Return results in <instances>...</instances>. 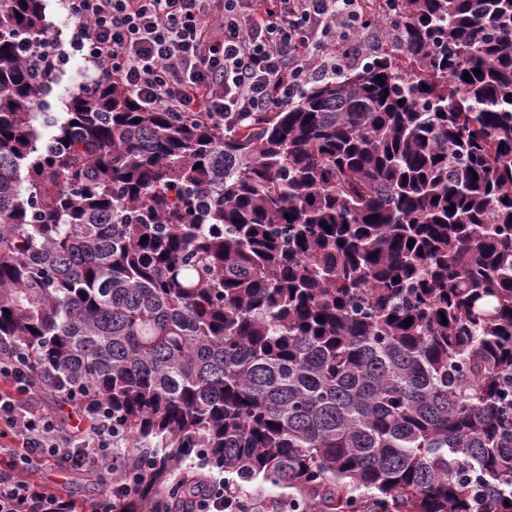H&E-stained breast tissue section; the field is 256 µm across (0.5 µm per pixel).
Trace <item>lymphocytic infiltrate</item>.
Masks as SVG:
<instances>
[{
  "label": "lymphocytic infiltrate",
  "mask_w": 512,
  "mask_h": 512,
  "mask_svg": "<svg viewBox=\"0 0 512 512\" xmlns=\"http://www.w3.org/2000/svg\"><path fill=\"white\" fill-rule=\"evenodd\" d=\"M75 21L68 48L42 34L34 51L63 67L77 53L96 78L148 108L237 127L293 103L316 80L365 63L368 14L385 0H62ZM28 367L0 354V512H82L35 477L46 465L100 466L112 457V415L71 401L80 426L36 414ZM239 485L210 475L191 512H257Z\"/></svg>",
  "instance_id": "f902f5d3"
}]
</instances>
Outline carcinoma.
Masks as SVG:
<instances>
[{
    "label": "carcinoma",
    "mask_w": 512,
    "mask_h": 512,
    "mask_svg": "<svg viewBox=\"0 0 512 512\" xmlns=\"http://www.w3.org/2000/svg\"><path fill=\"white\" fill-rule=\"evenodd\" d=\"M388 2L407 52L242 127L100 80L46 137L45 4L0 0V353L112 409L117 512H185L198 456L275 508L512 512V0Z\"/></svg>",
    "instance_id": "carcinoma-1"
}]
</instances>
